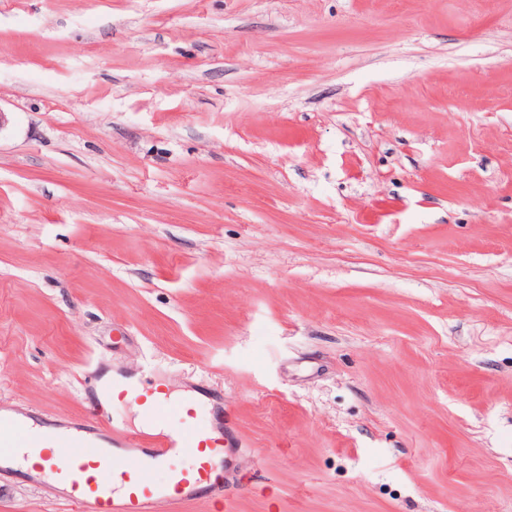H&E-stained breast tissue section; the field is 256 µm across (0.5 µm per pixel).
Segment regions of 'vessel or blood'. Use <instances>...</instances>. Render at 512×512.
<instances>
[{
    "label": "vessel or blood",
    "mask_w": 512,
    "mask_h": 512,
    "mask_svg": "<svg viewBox=\"0 0 512 512\" xmlns=\"http://www.w3.org/2000/svg\"><path fill=\"white\" fill-rule=\"evenodd\" d=\"M115 395L136 402L150 424L167 425L176 418L180 425L164 434L127 432L111 427L96 406L91 423L111 427V442L91 443L85 431L76 430L49 444L26 420L0 417V475L17 449H29L31 458L54 471L78 512H152L160 502L180 505L201 492L223 491L229 440L221 427L198 419L196 395L174 400L164 389L131 384Z\"/></svg>",
    "instance_id": "b4317fda"
}]
</instances>
